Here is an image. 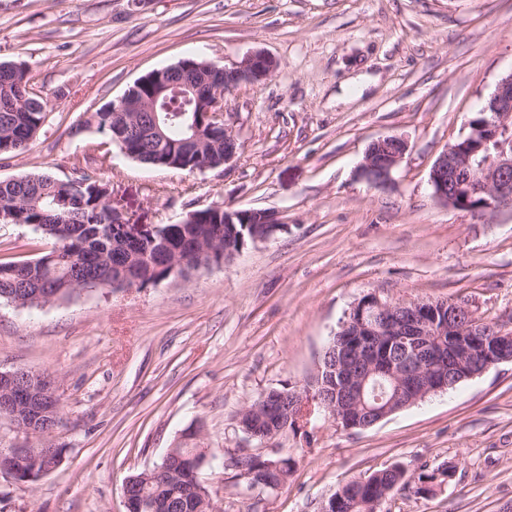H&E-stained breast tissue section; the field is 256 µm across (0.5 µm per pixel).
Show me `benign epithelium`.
<instances>
[{
  "label": "benign epithelium",
  "instance_id": "benign-epithelium-1",
  "mask_svg": "<svg viewBox=\"0 0 512 512\" xmlns=\"http://www.w3.org/2000/svg\"><path fill=\"white\" fill-rule=\"evenodd\" d=\"M277 67V61L263 51L249 54L231 65L206 61L181 70L177 81L159 76L151 99L122 97L112 104L119 112H154L162 95L172 93L183 98L188 106L200 105L199 91L213 82L216 75L224 77V85L211 88L209 104L204 107L209 129L224 131V162L238 153L237 139L224 122V97L243 83H257ZM487 118L470 132L457 139L436 158L429 175L433 197L442 205L471 212L485 213L512 206V152L499 143L500 136L512 133V72L502 77L495 91L482 108ZM408 150L407 141L386 136L373 141L360 166V175L375 185L387 184ZM224 223L263 225L253 241H263L274 233L278 224L275 215L263 209H226ZM123 287L139 288L141 280L134 266L127 264L116 270ZM476 319L468 305L451 301L417 298L390 302L375 293L363 296L343 322L339 335L344 346L341 355L333 356L336 391L331 399L312 387L295 389L292 399L302 407L318 405L325 415L346 430L367 429L379 423L400 407L412 404L430 394L445 392L462 380L485 373L491 366L512 361L504 351L512 348V333L493 331L491 337L479 341L474 326ZM448 336V345L434 342L436 336ZM401 349L402 357L383 361L380 355L392 347ZM389 378L401 386V393L378 405L365 404L368 390L377 388L379 379ZM36 399L50 403L44 415L53 417L61 403L56 390L44 376L23 367L0 371V412L30 435L41 434V424L22 421L18 417L21 404ZM196 456L204 463L192 468L191 476L197 491L212 501L203 469L213 461L208 448H196ZM54 471L39 467L34 448L0 450V473L25 487Z\"/></svg>",
  "mask_w": 512,
  "mask_h": 512
}]
</instances>
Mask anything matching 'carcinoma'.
<instances>
[{"label":"carcinoma","mask_w":512,"mask_h":512,"mask_svg":"<svg viewBox=\"0 0 512 512\" xmlns=\"http://www.w3.org/2000/svg\"><path fill=\"white\" fill-rule=\"evenodd\" d=\"M27 69L22 63H0V156L13 157L25 150L37 135L44 120L46 100L27 94ZM182 103L172 97L159 100L157 111L138 112L143 124L158 123L165 141L142 144L126 133V127L112 119V106H105L79 121L84 129L100 134L103 144L118 141L127 145L136 162L158 168L192 171L201 162L224 167V134L203 131L204 139L193 153L185 142L194 128L205 121L202 112H181ZM10 217L3 224H23L53 242L49 252L33 261L0 262V301L20 303L29 309L40 306L36 292H50L55 300L66 301L82 291L110 290L112 267L133 260L142 282L164 279L167 263L175 256L187 260L186 271L202 267L203 260L193 249L205 245L221 251L236 245L224 224V215L207 219L188 212L181 224H157L153 235L144 240H120L114 234L112 206L106 201L104 183L87 173L72 179H59L44 171L0 180V210ZM236 466L251 474L254 486H264L275 475L264 462L251 456L236 460ZM402 474L379 470L365 478L362 488L344 486L335 492L336 506L331 512H364L365 504L403 485ZM190 482L181 471L147 481L144 495L137 499L136 512H207L192 501Z\"/></svg>","instance_id":"1"}]
</instances>
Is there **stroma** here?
Masks as SVG:
<instances>
[{
	"mask_svg": "<svg viewBox=\"0 0 512 512\" xmlns=\"http://www.w3.org/2000/svg\"><path fill=\"white\" fill-rule=\"evenodd\" d=\"M261 50L277 69L226 94L240 145L222 169L187 173L127 158L84 114L187 58L232 64ZM21 62L48 99L30 148L0 179L85 171L130 224H173L212 205L274 211L266 241L221 266L133 290L89 291L33 309L0 303V370L54 377L57 469L28 487L0 475V512H125L123 486L196 426L225 457L287 459L277 492L253 501L233 469H205L222 512H319L342 485L392 465L410 482L381 512H512V362L346 430L322 412L259 443L238 415L259 394L300 387L365 294L467 304L512 332V209H453L431 167L512 73V0H0V63ZM405 137L389 183L359 167L369 144ZM44 240L0 224V262ZM448 468L428 493L418 477Z\"/></svg>",
	"mask_w": 512,
	"mask_h": 512,
	"instance_id": "35a3bbf8",
	"label": "stroma"
}]
</instances>
